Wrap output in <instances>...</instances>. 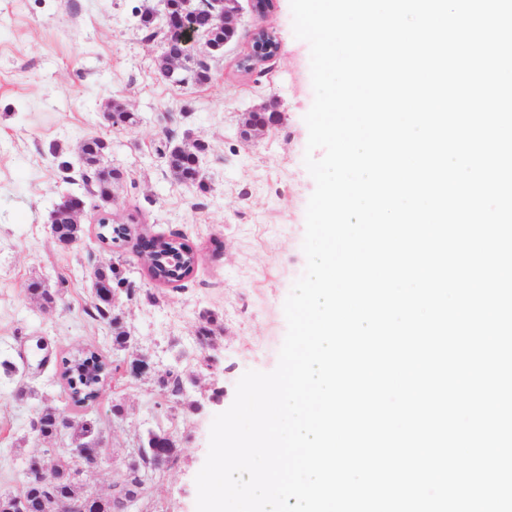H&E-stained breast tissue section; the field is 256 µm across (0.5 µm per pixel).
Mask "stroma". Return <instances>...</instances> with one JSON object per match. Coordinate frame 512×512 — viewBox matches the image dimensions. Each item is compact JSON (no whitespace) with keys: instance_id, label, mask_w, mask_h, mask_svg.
<instances>
[{"instance_id":"obj_1","label":"stroma","mask_w":512,"mask_h":512,"mask_svg":"<svg viewBox=\"0 0 512 512\" xmlns=\"http://www.w3.org/2000/svg\"><path fill=\"white\" fill-rule=\"evenodd\" d=\"M238 35L208 58L210 80L173 84L157 72L162 40L140 25L162 13V0H0V493H18L29 456L52 467L69 434L46 440L32 429L48 406L75 419L91 417L102 438L100 463L78 482L111 494L149 432L174 438L178 460L157 471L140 512H196L195 477L208 451L214 416L227 410L249 370L272 371L287 325L283 303L303 273L305 210L314 181L304 165V116L313 98L310 47L295 38L290 0H276L256 18L240 0ZM272 30L280 51L265 72L239 60L257 25ZM122 101L136 116L114 127L104 111ZM275 105L279 123L246 142L247 112ZM105 139V165L120 169L110 202L87 193L80 140ZM204 143L203 188L169 173L164 150ZM82 196L85 234L57 244L49 221L62 195ZM111 210L131 240L103 243L94 219ZM177 236L202 260L183 285L151 280L136 237ZM114 263L126 281L112 315L126 332L113 343L108 322L92 318L93 271ZM43 281L53 306L31 300L25 287ZM217 320L209 345L198 331ZM92 348L111 374L91 406L67 400L62 358ZM148 364L132 370L134 360ZM180 375L184 394L166 396L159 380ZM121 405L114 414L113 405Z\"/></svg>"}]
</instances>
